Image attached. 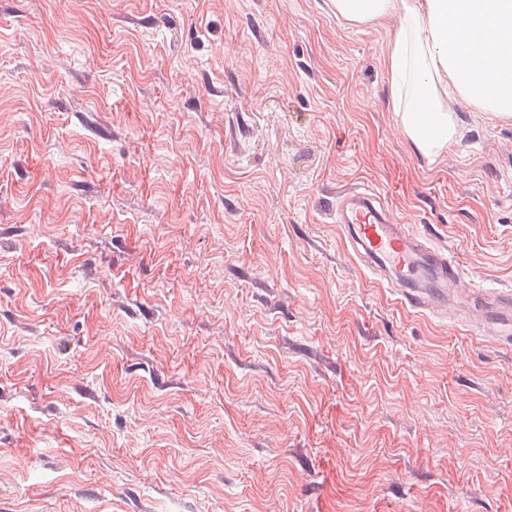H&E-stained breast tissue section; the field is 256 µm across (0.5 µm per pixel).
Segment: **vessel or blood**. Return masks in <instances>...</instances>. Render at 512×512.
Segmentation results:
<instances>
[{
    "label": "vessel or blood",
    "mask_w": 512,
    "mask_h": 512,
    "mask_svg": "<svg viewBox=\"0 0 512 512\" xmlns=\"http://www.w3.org/2000/svg\"><path fill=\"white\" fill-rule=\"evenodd\" d=\"M336 222L365 267L386 280L405 307L438 315L452 310L457 293L483 307L487 332H512V292L471 287L455 253L430 244L426 235L393 220L381 195L357 186L336 200Z\"/></svg>",
    "instance_id": "b4317fda"
}]
</instances>
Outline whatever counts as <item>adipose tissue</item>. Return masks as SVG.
<instances>
[{
	"mask_svg": "<svg viewBox=\"0 0 512 512\" xmlns=\"http://www.w3.org/2000/svg\"><path fill=\"white\" fill-rule=\"evenodd\" d=\"M332 5L355 24L396 16L383 64L402 132L424 156L438 155L455 138L449 94L512 118V0H332Z\"/></svg>",
	"mask_w": 512,
	"mask_h": 512,
	"instance_id": "adipose-tissue-1",
	"label": "adipose tissue"
}]
</instances>
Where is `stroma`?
<instances>
[{"label":"stroma","instance_id":"35a3bbf8","mask_svg":"<svg viewBox=\"0 0 512 512\" xmlns=\"http://www.w3.org/2000/svg\"><path fill=\"white\" fill-rule=\"evenodd\" d=\"M396 19L0 0V512H512V344L355 261L336 198L512 290V120L402 134Z\"/></svg>","mask_w":512,"mask_h":512}]
</instances>
